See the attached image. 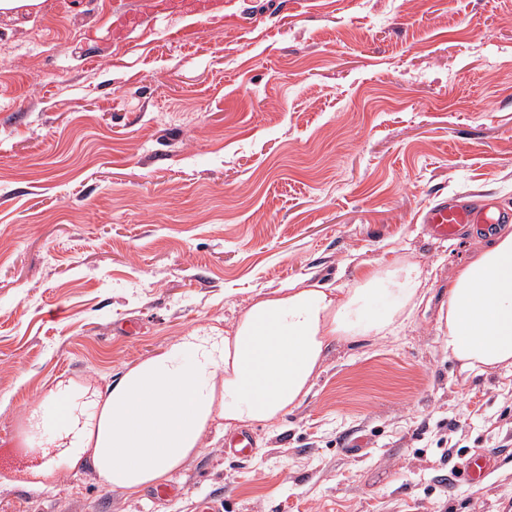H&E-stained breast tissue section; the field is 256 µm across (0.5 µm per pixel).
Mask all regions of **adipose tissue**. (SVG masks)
Masks as SVG:
<instances>
[{
	"label": "adipose tissue",
	"mask_w": 512,
	"mask_h": 512,
	"mask_svg": "<svg viewBox=\"0 0 512 512\" xmlns=\"http://www.w3.org/2000/svg\"><path fill=\"white\" fill-rule=\"evenodd\" d=\"M425 296L419 265L398 257L351 288L315 281L264 295L233 333L196 329L93 389L98 413L64 405L45 453L76 441L75 465H90L107 485L130 494L158 486L216 420L228 431L274 424L307 396L330 341L386 336ZM439 325L461 371L512 368L511 224L449 280Z\"/></svg>",
	"instance_id": "ef3b65f1"
}]
</instances>
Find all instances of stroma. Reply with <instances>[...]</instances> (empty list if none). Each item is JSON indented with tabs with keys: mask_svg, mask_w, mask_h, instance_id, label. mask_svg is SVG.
Listing matches in <instances>:
<instances>
[{
	"mask_svg": "<svg viewBox=\"0 0 512 512\" xmlns=\"http://www.w3.org/2000/svg\"><path fill=\"white\" fill-rule=\"evenodd\" d=\"M43 0L0 17V512H512V369L461 373L448 280L488 239L427 236L468 196L512 211V0ZM194 25L191 42L175 38ZM426 300L395 335L333 343L303 402L210 429L129 496L59 463L31 486L26 420L57 384L106 387L261 296L354 284L393 256ZM479 482L463 469L480 452ZM255 445V438L250 432H242L224 441V454L233 457H246Z\"/></svg>",
	"mask_w": 512,
	"mask_h": 512,
	"instance_id": "1",
	"label": "stroma"
}]
</instances>
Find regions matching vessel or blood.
I'll use <instances>...</instances> for the list:
<instances>
[{
	"label": "vessel or blood",
	"mask_w": 512,
	"mask_h": 512,
	"mask_svg": "<svg viewBox=\"0 0 512 512\" xmlns=\"http://www.w3.org/2000/svg\"><path fill=\"white\" fill-rule=\"evenodd\" d=\"M422 222L432 237L451 239L466 224H508L512 211L494 210L482 202L440 199L422 216Z\"/></svg>",
	"instance_id": "b4317fda"
}]
</instances>
